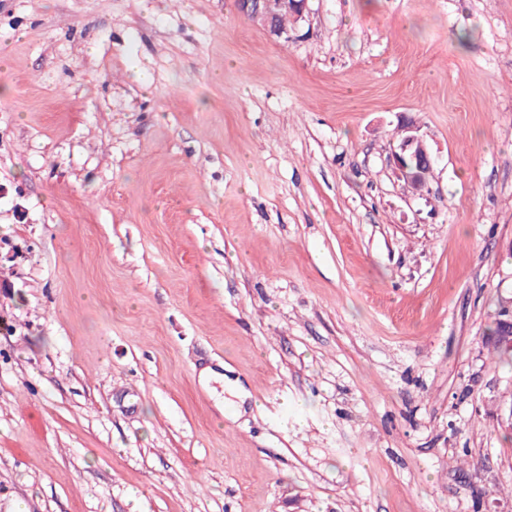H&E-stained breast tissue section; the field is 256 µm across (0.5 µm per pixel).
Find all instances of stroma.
Returning a JSON list of instances; mask_svg holds the SVG:
<instances>
[{
  "label": "stroma",
  "mask_w": 512,
  "mask_h": 512,
  "mask_svg": "<svg viewBox=\"0 0 512 512\" xmlns=\"http://www.w3.org/2000/svg\"><path fill=\"white\" fill-rule=\"evenodd\" d=\"M1 53L0 512H512V0H0ZM308 0H280L279 6L288 9L294 15L295 21L303 19L307 9ZM238 12L247 20L262 26L272 36L287 43L293 39L295 29L291 32L288 27L291 25L293 15L283 11L275 16L277 28L271 22V8L269 0H236ZM282 28V29H280ZM400 131L401 141L396 147H393L391 153L395 169L398 171V175L403 178L408 192L413 195L424 196L429 191L427 179L408 174L407 167L408 172L412 174L420 173V170L424 171V169L426 172H430L433 165L432 153L424 136L419 134V127L407 123L401 125ZM406 156L412 159H408L407 167L405 165ZM416 163L423 169H420ZM502 314L504 317L501 319V330L497 337L495 348L500 356H510L512 358V350H508L512 349V304L506 305V309L503 310Z\"/></svg>",
  "instance_id": "obj_1"
}]
</instances>
